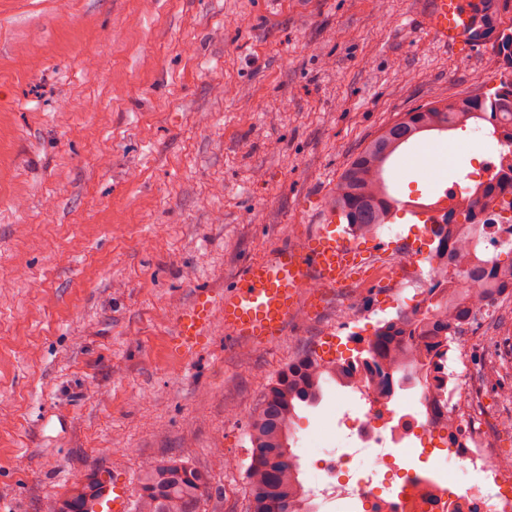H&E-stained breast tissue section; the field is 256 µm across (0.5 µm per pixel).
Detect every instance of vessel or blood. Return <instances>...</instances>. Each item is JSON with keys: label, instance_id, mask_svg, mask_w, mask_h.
I'll return each instance as SVG.
<instances>
[{"label": "vessel or blood", "instance_id": "b4317fda", "mask_svg": "<svg viewBox=\"0 0 512 512\" xmlns=\"http://www.w3.org/2000/svg\"><path fill=\"white\" fill-rule=\"evenodd\" d=\"M427 27L450 45H467L473 13L463 0H431ZM334 211H327L310 245H283L245 265L236 285L221 297H198L179 314L172 343L190 356L207 336L214 312H221L226 335L248 345H271L286 336L303 308L304 286L341 282L355 260ZM89 512H129L125 491L113 487L110 501H95Z\"/></svg>", "mask_w": 512, "mask_h": 512}]
</instances>
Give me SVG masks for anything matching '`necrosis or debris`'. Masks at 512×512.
Instances as JSON below:
<instances>
[{"label":"necrosis or debris","instance_id":"obj_1","mask_svg":"<svg viewBox=\"0 0 512 512\" xmlns=\"http://www.w3.org/2000/svg\"><path fill=\"white\" fill-rule=\"evenodd\" d=\"M435 379L396 404L375 388L366 367L342 382L339 446L314 461L304 495L321 512H512V457L499 454L502 421L467 400V382L438 360ZM374 461L357 468L356 458ZM471 473L459 483L449 462Z\"/></svg>","mask_w":512,"mask_h":512}]
</instances>
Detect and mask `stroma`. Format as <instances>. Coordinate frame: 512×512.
I'll list each match as a JSON object with an SVG mask.
<instances>
[{
  "label": "stroma",
  "instance_id": "obj_1",
  "mask_svg": "<svg viewBox=\"0 0 512 512\" xmlns=\"http://www.w3.org/2000/svg\"><path fill=\"white\" fill-rule=\"evenodd\" d=\"M430 0H0V512H46L104 471L137 497L144 463L209 476L201 512H248L250 418L289 362L346 358L423 294L380 287L377 252L273 345L212 324L177 353L198 291L319 228L348 162L434 97L490 95L492 41L443 46ZM474 127L427 132L384 178L430 199L478 178ZM451 368L496 360L474 326ZM343 405L335 381L291 427L300 479Z\"/></svg>",
  "mask_w": 512,
  "mask_h": 512
}]
</instances>
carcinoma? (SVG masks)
<instances>
[{"mask_svg": "<svg viewBox=\"0 0 512 512\" xmlns=\"http://www.w3.org/2000/svg\"><path fill=\"white\" fill-rule=\"evenodd\" d=\"M493 0H479L473 38L481 41L495 36L508 74L490 97L445 100L439 97L403 113L385 127L359 152L340 174L329 200V209L362 234H370L396 217L395 198L388 192L383 172L392 156L405 144L429 131H451L468 122H486L491 135L503 132L512 116V24L496 25ZM483 197L512 195V164H500V176L480 183ZM480 209L465 202L450 206L440 220L430 225L437 246L435 257L441 269L429 289L431 316L412 322L390 320L359 351L378 372L381 389L395 391L394 370L403 372L401 380L423 384L434 373L438 347L457 340L460 327L474 318L483 299L493 294L512 277V258L492 262L482 260L476 240ZM336 377V365L307 355L289 363L271 383L254 412L249 437L252 444L248 467L250 512H308L300 491L299 471L289 444L290 428L302 403L319 401L322 383ZM104 487L95 474L75 484L66 496L79 512L99 497ZM209 490L205 473L180 458H168L145 465L139 477V494L134 512H199L201 500Z\"/></svg>", "mask_w": 512, "mask_h": 512, "instance_id": "carcinoma-1", "label": "carcinoma"}]
</instances>
